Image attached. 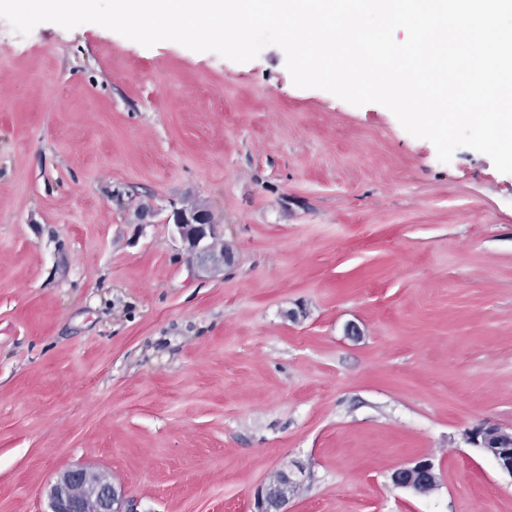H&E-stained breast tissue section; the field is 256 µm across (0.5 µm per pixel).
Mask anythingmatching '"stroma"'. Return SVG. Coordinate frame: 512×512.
<instances>
[{"instance_id": "obj_1", "label": "stroma", "mask_w": 512, "mask_h": 512, "mask_svg": "<svg viewBox=\"0 0 512 512\" xmlns=\"http://www.w3.org/2000/svg\"><path fill=\"white\" fill-rule=\"evenodd\" d=\"M232 262L199 273L175 210ZM512 174L386 107L94 23L0 19V512H512ZM429 458L436 488L395 487ZM471 440L495 460L500 470L512 476V430L482 426L475 429ZM50 499L51 512H126L114 484L85 468L62 473L50 489ZM293 479L284 471L278 480L264 484L256 493L253 512H284L288 502V489L293 487Z\"/></svg>"}]
</instances>
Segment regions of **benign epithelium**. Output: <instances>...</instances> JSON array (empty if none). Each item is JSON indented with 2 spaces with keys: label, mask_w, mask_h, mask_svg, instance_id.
I'll return each instance as SVG.
<instances>
[{
  "label": "benign epithelium",
  "mask_w": 512,
  "mask_h": 512,
  "mask_svg": "<svg viewBox=\"0 0 512 512\" xmlns=\"http://www.w3.org/2000/svg\"><path fill=\"white\" fill-rule=\"evenodd\" d=\"M181 209L174 213L175 227L196 265L205 272L219 271L231 262V255L217 246L221 232L215 224H183ZM471 440L490 455L500 470L512 475V430L498 426H482L472 433ZM394 486L426 495L437 485L435 465L425 458L411 466L396 469L391 476ZM295 479L283 472L279 479L263 485L255 495L253 512H284L288 489ZM51 512H124L121 493L104 476L85 468L62 473L50 489Z\"/></svg>",
  "instance_id": "benign-epithelium-1"
}]
</instances>
